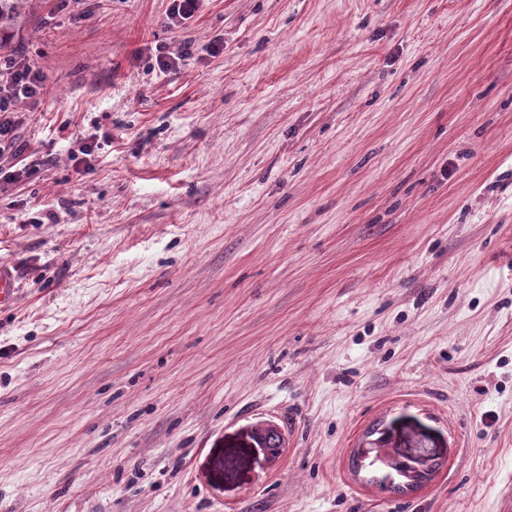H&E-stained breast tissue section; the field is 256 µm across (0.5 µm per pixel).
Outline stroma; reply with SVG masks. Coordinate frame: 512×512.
<instances>
[{"label": "stroma", "mask_w": 512, "mask_h": 512, "mask_svg": "<svg viewBox=\"0 0 512 512\" xmlns=\"http://www.w3.org/2000/svg\"><path fill=\"white\" fill-rule=\"evenodd\" d=\"M167 6L0 33L47 80L0 158V512H499L512 0ZM375 430L441 467L353 471ZM166 20L169 27H180L194 18L202 0H169ZM15 276L7 265L0 264V306H11L17 298ZM277 429V426L272 421H266L256 425L252 428L249 434L256 440L259 445H263V439L266 437L270 430ZM267 442L269 448H274L277 452L278 448H283L284 439L277 433V431H271L268 433ZM269 448H261L269 459H274Z\"/></svg>", "instance_id": "35a3bbf8"}]
</instances>
